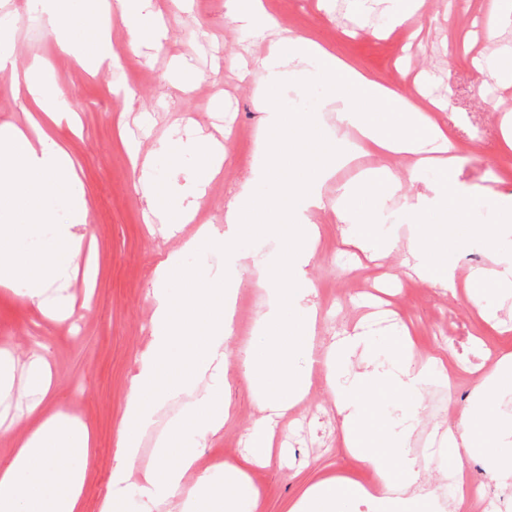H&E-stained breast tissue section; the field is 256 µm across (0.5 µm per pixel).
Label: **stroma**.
Returning <instances> with one entry per match:
<instances>
[{"label": "stroma", "mask_w": 512, "mask_h": 512, "mask_svg": "<svg viewBox=\"0 0 512 512\" xmlns=\"http://www.w3.org/2000/svg\"><path fill=\"white\" fill-rule=\"evenodd\" d=\"M264 4L280 27L335 49L397 91L450 99L453 111L444 122L463 158L458 180L480 189L469 210V227L479 236L469 255L484 256L481 239L491 234L499 237L504 253L512 254V227L503 224L494 196L500 180H512V152L502 151L499 129L503 114L512 112V87L497 89L495 106L485 105V90L472 66L473 60L512 46V24L500 25L501 36L495 43L472 31L475 19L486 27L496 24L501 4L497 0H426L420 20L431 31L417 42L410 39L411 25H388L384 0H367L360 10L353 0H264ZM158 5L167 37L151 60L124 56L118 64L102 66L91 75L57 50L38 9L19 8L17 0H0V25L15 36L17 68H26L37 57L45 59L44 80L62 90L82 125L80 134L68 135L67 144L96 229L98 274L92 292H85L82 280L72 284L74 329L0 289V360L11 362L18 376L33 352L42 353L51 378V396L44 399L43 409L69 411L95 437L82 512H98L110 481L126 394L137 371V358L150 340L148 294L154 266L161 257L175 254L188 269L206 266L218 272L224 268L223 252L206 243L183 251L182 244L194 235L195 225H183L166 240L151 232L136 185L146 177L165 180L175 166L195 167L194 155H184L174 163L160 152L161 141L172 133L222 140L223 170L208 185L196 209L200 219L217 226L224 222L226 198L250 167L261 161L254 151L261 118L255 90L231 73L230 56L246 48L253 55H264L265 43L228 22L224 0H184L180 7L172 0H158ZM192 44L197 51L191 63L206 79L185 94L173 85L171 65ZM121 117L140 138L144 151L152 155L148 172L132 168L127 160L117 123ZM395 166L403 174L401 197L376 216L372 234L377 241L391 234H407L403 196L425 191L436 180L429 170L409 173V159L397 160ZM310 221L321 227L311 266L319 331L350 332L371 325L364 304L349 294L351 286L368 278L370 270L401 280V288L389 303L397 322L413 330L416 354H445L458 367L455 382L426 385L422 395L429 408L407 426L415 437L453 425L459 411L470 405L475 387L493 368L487 350L498 355L512 352V298L507 311L485 315L467 289L451 295L430 287L401 267L398 254L372 267H337L336 259L345 249V224L328 210L312 211ZM469 255L454 259L459 276L474 271ZM264 304L263 294L252 287L249 277H242L239 319L234 335L225 342L230 357L224 385L229 416L223 429L196 449L199 467L216 484L224 481L225 464L242 462L248 436L261 417L236 353L245 340L263 344L254 328ZM436 403L442 405V413L432 412ZM274 446L279 454L269 465L249 470L260 492V512H288L302 492L326 474L367 488L375 484L372 472L344 447L334 400L320 375L312 377L308 400L283 419ZM497 455V449L491 448L464 466L466 479L483 488L482 498L473 502L470 512H489L488 502L512 498V487H502L498 481Z\"/></svg>", "instance_id": "stroma-1"}]
</instances>
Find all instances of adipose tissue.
<instances>
[{"label": "adipose tissue", "mask_w": 512, "mask_h": 512, "mask_svg": "<svg viewBox=\"0 0 512 512\" xmlns=\"http://www.w3.org/2000/svg\"><path fill=\"white\" fill-rule=\"evenodd\" d=\"M70 2L39 0V5L60 48L84 68L117 62L123 54L139 59L146 48L162 44L164 34L157 26L153 0H113V14L129 29L123 50H116L104 31L98 32L89 49H82L70 34ZM224 8L233 25L270 40L261 61L243 64L238 72L239 80L253 85L257 95L261 120L256 149L264 161L250 169L225 202L223 228L202 225L195 237L184 243L185 249L192 250L204 240L223 251L226 274L213 273L204 266L183 278L171 256L154 267L151 339L130 382L112 457L111 489L102 498L99 512H124L125 491L137 470L142 473L139 492L146 502L188 499L197 502V512H257L259 494L245 466L225 464L220 487L203 472H196L193 485L184 482L197 463L191 442L205 441L223 428L226 419L228 357L224 342L235 331L239 274L243 271L250 273L253 287L266 298L256 327L269 338L263 355H255L248 346L239 350L241 367L256 389L263 413L250 438L251 463L270 462L273 424L306 396L310 387L307 368L321 358L329 369L328 384L336 398L343 442L373 469L381 489L375 498L359 487L356 496L375 498L382 512H420L429 500L411 492L420 478V465L406 455L408 432L386 425L377 443L364 441L362 406L374 390L400 391L406 395L404 418L417 419L425 407L423 387L430 378L447 377V360L431 356L417 363L397 347L392 351L395 370L374 366L355 372L351 359L367 347L366 336L358 331L343 333L326 352H319L315 343L316 289L309 268L314 258L311 244L320 230L310 223L309 214L314 209H329L339 220H350L359 197L382 202L394 196L400 180L392 160L408 157L413 169L435 170L438 181L429 194L403 204L410 221L405 239L387 238L377 250L384 257L403 253L405 264L411 265L421 280L455 292L457 270L449 263L448 254L465 251L470 238L449 237L448 227L467 223L470 193L457 181L462 158L440 119L451 106L446 101L425 104L400 95L310 38L279 30L261 0H225ZM40 70V64L29 65L22 81L43 132L33 139L16 126L0 125V287L14 289L23 302L63 321L69 315L72 281L78 271L88 268L96 235L72 156L53 133L61 125L78 131L79 118L67 107L59 89L40 80ZM283 82L295 90L315 82L324 84L327 96L321 111L288 119L279 100L267 94ZM327 112L333 113L336 122L332 136L321 133ZM166 150L175 157L188 150L197 154L194 170L175 171L168 181L141 188L162 232L172 234L192 220L195 207L189 197L203 195L219 172L224 154L221 147L196 140L176 139ZM356 154L378 158L380 164L340 187L335 197H325L321 187L333 176L337 164ZM264 184L277 185L278 191L261 203L255 192ZM56 199L65 202L68 219L55 227L53 257L21 258L9 246L17 226L52 220L50 203ZM428 209L437 212L438 224L421 223L420 216ZM350 222L347 245L365 249L370 242L365 220ZM263 229L277 238L280 249L273 257L259 260L252 244ZM178 277L183 284L176 295L170 284ZM298 354L305 359L306 369L294 367ZM47 367L40 354L32 355L26 364L24 387L37 399L21 414L38 418L39 423L16 441L11 459L0 463V512H81L87 471L77 461L91 453V434L64 411L41 414L39 400L50 388ZM511 386L512 354H505L484 385L474 391V406L459 413L451 432L452 458L457 464L469 461L476 448L500 449L499 475L508 485L512 484V421L499 418L487 424L483 418L490 411L488 389ZM183 393L192 395V403L157 435L152 464L140 466L141 437L153 427L157 409ZM173 453L178 454L179 462L171 466L167 459ZM389 454L402 457L405 485L393 484L385 463ZM345 494L341 479L330 476L306 489L289 512H336Z\"/></svg>", "instance_id": "ef3b65f1"}]
</instances>
